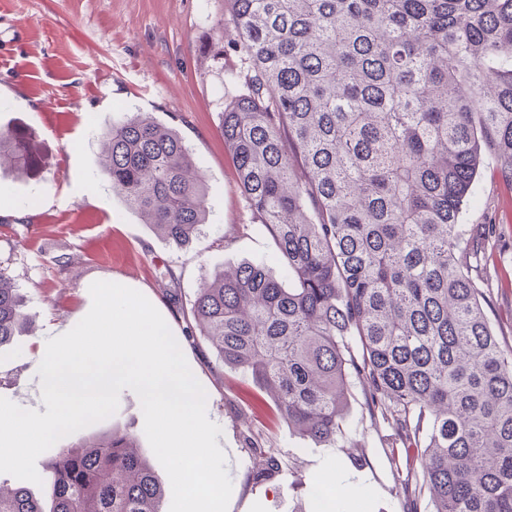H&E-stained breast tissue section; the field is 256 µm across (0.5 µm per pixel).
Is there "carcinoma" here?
Returning a JSON list of instances; mask_svg holds the SVG:
<instances>
[{
  "label": "carcinoma",
  "instance_id": "obj_1",
  "mask_svg": "<svg viewBox=\"0 0 512 512\" xmlns=\"http://www.w3.org/2000/svg\"><path fill=\"white\" fill-rule=\"evenodd\" d=\"M249 63L224 143L288 273L244 261L197 289L199 335L288 429L331 446L349 379L391 418L432 512H512V350L488 321L463 224L481 169L512 186V0H224ZM101 172L175 245L200 233L203 176L178 131L137 113L104 133ZM39 151L0 127V166ZM0 265V349L25 330ZM253 480L278 474L255 449ZM42 500L0 482V512H163L135 434L57 449Z\"/></svg>",
  "mask_w": 512,
  "mask_h": 512
}]
</instances>
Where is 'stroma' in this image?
<instances>
[{
  "label": "stroma",
  "instance_id": "obj_1",
  "mask_svg": "<svg viewBox=\"0 0 512 512\" xmlns=\"http://www.w3.org/2000/svg\"><path fill=\"white\" fill-rule=\"evenodd\" d=\"M224 0H0V124L39 143V167L0 169V263L25 299L28 328L0 354V397L45 412L39 364L48 339L89 311L97 280L140 291L161 313L207 393L233 484L228 512H314L313 492L340 487L342 512H432L427 491L396 448L391 421L371 413L352 381L344 433L315 445L247 399L251 380L194 337L201 279L221 267L262 261L279 280L273 243L252 222L224 143L222 113L245 92L247 65L230 36ZM136 112L174 127L205 180L208 220L178 246L154 234L102 175V135ZM464 222L479 239L485 310L512 348V187L485 166ZM69 260L59 266V257ZM144 434L138 396L123 389L117 412L84 428ZM274 449L279 474L249 478L250 443Z\"/></svg>",
  "mask_w": 512,
  "mask_h": 512
}]
</instances>
